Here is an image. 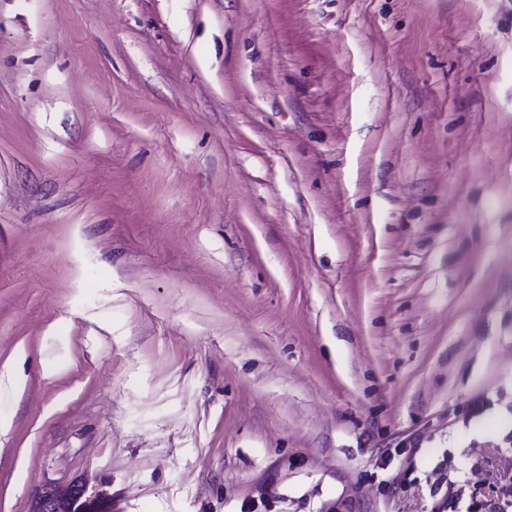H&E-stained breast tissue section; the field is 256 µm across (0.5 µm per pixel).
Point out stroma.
<instances>
[{"label":"stroma","mask_w":512,"mask_h":512,"mask_svg":"<svg viewBox=\"0 0 512 512\" xmlns=\"http://www.w3.org/2000/svg\"><path fill=\"white\" fill-rule=\"evenodd\" d=\"M0 512H512V0H0ZM97 508L112 512V496L101 488L89 490L86 484H72L67 488L42 486L34 496L30 512H91Z\"/></svg>","instance_id":"obj_1"}]
</instances>
